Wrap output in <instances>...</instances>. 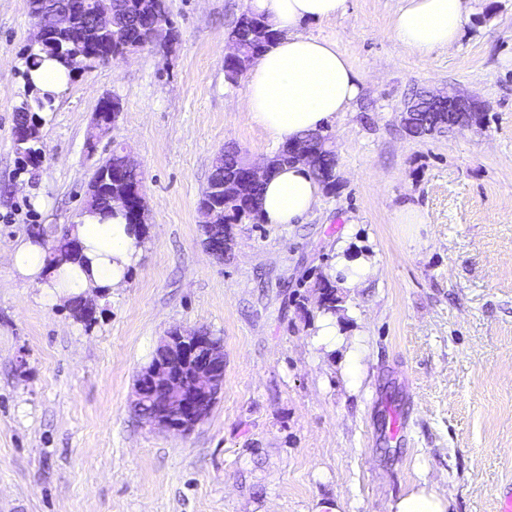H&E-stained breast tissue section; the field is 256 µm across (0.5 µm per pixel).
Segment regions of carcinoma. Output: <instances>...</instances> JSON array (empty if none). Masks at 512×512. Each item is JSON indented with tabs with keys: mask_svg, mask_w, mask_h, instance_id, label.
Here are the masks:
<instances>
[{
	"mask_svg": "<svg viewBox=\"0 0 512 512\" xmlns=\"http://www.w3.org/2000/svg\"><path fill=\"white\" fill-rule=\"evenodd\" d=\"M28 9L31 16L42 12H52L56 16V31L46 39L38 49L27 56V69L38 67L47 56L63 66H68L66 56L76 48L88 51L91 56L90 64L99 63L97 49L107 52L109 50L122 54L128 49L134 50L154 44L153 32L161 27L170 29L168 36H173L171 29L173 23L167 8L159 7L154 10L153 0H112V30L102 31L93 26L94 18L91 9L77 14L66 6V0H28ZM232 34L239 38V42L246 50L255 54L262 53L267 46L275 41V30L262 15L248 11L237 20ZM29 91L34 93L33 101H24L18 108L27 121L34 120V109H42L51 105L49 95H39L35 90L30 73H25ZM286 142L271 157L274 169L295 163V157ZM312 175L327 189L334 187L336 177V153L328 146L314 157L310 164ZM234 175L231 161L221 156L213 160L212 171L208 185L203 193L201 203L212 207L216 217L209 225L207 232L216 235L229 233L228 225L244 218L256 219L259 216L258 207L263 192V185L250 183L240 184L238 199L224 200V192L220 189V178ZM91 181L99 184L94 192H86L84 209L103 216L112 214L110 199L116 195H124L135 183L142 181V173L138 170L123 169L122 157L117 150L101 163ZM76 234L74 226L65 227L51 242L44 244L46 261L50 268H58L65 263L78 262L81 259L82 249L74 245ZM323 311L334 313L342 299L337 294L336 285L325 277L315 283Z\"/></svg>",
	"mask_w": 512,
	"mask_h": 512,
	"instance_id": "carcinoma-1",
	"label": "carcinoma"
}]
</instances>
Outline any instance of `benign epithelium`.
Returning a JSON list of instances; mask_svg holds the SVG:
<instances>
[{
	"mask_svg": "<svg viewBox=\"0 0 512 512\" xmlns=\"http://www.w3.org/2000/svg\"><path fill=\"white\" fill-rule=\"evenodd\" d=\"M95 22L99 28L112 26V0H90ZM428 105L433 112H470L480 117L485 112L482 103L475 97L448 94L445 91H429ZM119 108L116 102L106 98L100 102L92 125L95 142L108 134L116 121ZM39 138L36 127L21 125L15 132L17 150H24ZM237 169L252 183L258 184L272 171L271 164L256 167L243 156H237ZM135 202L136 223L144 224L145 200L142 185L134 186L125 196L115 201L127 206ZM157 352L170 359L165 363L156 358L140 371L136 382V402L154 399L153 408L146 423L168 430L189 431L210 412L223 388L224 349L214 347L204 330L186 332L176 329L157 347Z\"/></svg>",
	"mask_w": 512,
	"mask_h": 512,
	"instance_id": "benign-epithelium-1",
	"label": "benign epithelium"
}]
</instances>
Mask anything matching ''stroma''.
<instances>
[{
	"mask_svg": "<svg viewBox=\"0 0 512 512\" xmlns=\"http://www.w3.org/2000/svg\"><path fill=\"white\" fill-rule=\"evenodd\" d=\"M401 4L347 0L303 26L363 76L328 126L336 187L303 223L233 224L220 258L199 209L215 155L280 147L224 73L248 0H165L177 39L75 72L28 164L13 127L34 21L28 0H0V512H391L425 484L451 512H497L512 485V0H472L459 41L426 59L392 33ZM419 88L478 98L485 126L409 137L400 113ZM106 97L122 110L91 148ZM118 143L143 172L148 222L87 324L7 255L76 223ZM409 205L424 223H395ZM342 257L370 268L355 287ZM323 276L343 299L327 343ZM176 328L224 346L223 390L184 433L134 412L137 376Z\"/></svg>",
	"mask_w": 512,
	"mask_h": 512,
	"instance_id": "35a3bbf8",
	"label": "stroma"
}]
</instances>
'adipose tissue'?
<instances>
[{"label": "adipose tissue", "mask_w": 512, "mask_h": 512, "mask_svg": "<svg viewBox=\"0 0 512 512\" xmlns=\"http://www.w3.org/2000/svg\"><path fill=\"white\" fill-rule=\"evenodd\" d=\"M254 13L267 17L278 38L255 59L243 100L250 123L277 141L321 130L351 108L363 77L335 41L300 33L307 20L342 15L347 0H249ZM469 0H404L394 14L395 38L419 57L452 48L462 31ZM322 185L308 165L279 169L267 180L259 212L268 224H297L319 203ZM82 262L47 268L41 241L23 240L10 250L9 263L21 278L40 288L46 303L61 294L82 295L115 288L138 260L141 242L121 209L111 216L83 213L76 227Z\"/></svg>", "instance_id": "obj_1"}]
</instances>
